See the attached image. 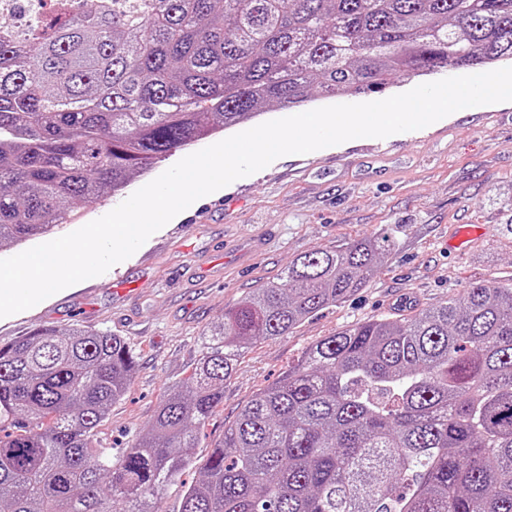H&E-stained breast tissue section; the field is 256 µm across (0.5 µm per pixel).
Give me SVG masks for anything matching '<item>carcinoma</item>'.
<instances>
[{
  "mask_svg": "<svg viewBox=\"0 0 512 512\" xmlns=\"http://www.w3.org/2000/svg\"><path fill=\"white\" fill-rule=\"evenodd\" d=\"M0 27V248L68 222L191 141L277 104L512 62V0H50ZM389 239L297 255L224 309L194 371L119 456L94 444L136 361L80 325L0 346V512H512V284H474L309 347L197 433L244 349L344 302Z\"/></svg>",
  "mask_w": 512,
  "mask_h": 512,
  "instance_id": "obj_1",
  "label": "carcinoma"
}]
</instances>
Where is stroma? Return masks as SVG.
Segmentation results:
<instances>
[{
	"label": "stroma",
	"mask_w": 512,
	"mask_h": 512,
	"mask_svg": "<svg viewBox=\"0 0 512 512\" xmlns=\"http://www.w3.org/2000/svg\"><path fill=\"white\" fill-rule=\"evenodd\" d=\"M511 218L512 102L470 107L417 131L276 159L196 200L99 279L0 318V345L76 323L122 336L136 368L98 436L119 454L167 387L196 367L198 338L225 306L278 281L298 254L388 236L391 249L364 288L288 336L245 349L200 430L202 462L239 409L316 342L404 304L446 301L475 282H512ZM469 224L481 237L449 252L450 234Z\"/></svg>",
	"instance_id": "obj_1"
}]
</instances>
